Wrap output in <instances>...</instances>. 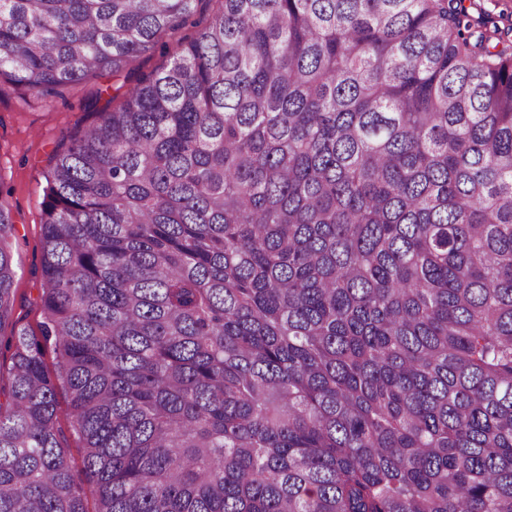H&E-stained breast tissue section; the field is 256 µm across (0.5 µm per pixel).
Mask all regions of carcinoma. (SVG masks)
Returning a JSON list of instances; mask_svg holds the SVG:
<instances>
[{
	"label": "carcinoma",
	"mask_w": 512,
	"mask_h": 512,
	"mask_svg": "<svg viewBox=\"0 0 512 512\" xmlns=\"http://www.w3.org/2000/svg\"><path fill=\"white\" fill-rule=\"evenodd\" d=\"M197 3L0 0L24 99L195 28L51 158L38 336L0 206V512H512V27ZM58 408L60 412L61 425L66 429V435L68 437V455L71 465L76 471L82 468V451L81 442L77 435H75L69 425V421L66 417V413L69 410V399L68 395L64 390H59L57 395Z\"/></svg>",
	"instance_id": "cac0c4a2"
}]
</instances>
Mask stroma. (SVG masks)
<instances>
[{
    "label": "stroma",
    "mask_w": 512,
    "mask_h": 512,
    "mask_svg": "<svg viewBox=\"0 0 512 512\" xmlns=\"http://www.w3.org/2000/svg\"><path fill=\"white\" fill-rule=\"evenodd\" d=\"M181 52L175 37L166 35L152 52L140 56L132 70L70 86L60 97L21 99L12 88L0 91V199L15 225V313L20 326L39 332L43 321L40 296L42 197L45 174L54 153L82 127L96 121L87 110L91 101L107 102L116 87H133L137 79L160 70Z\"/></svg>",
    "instance_id": "stroma-1"
}]
</instances>
